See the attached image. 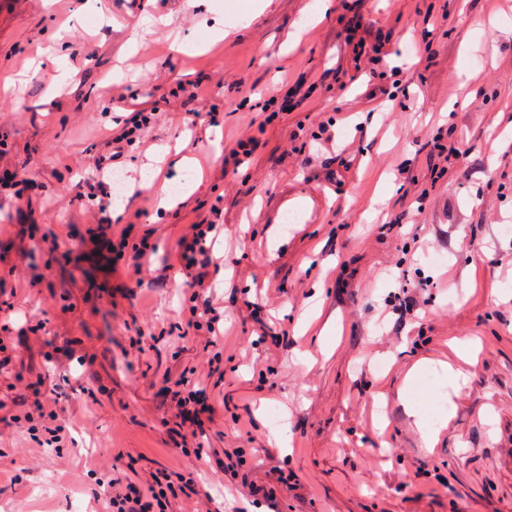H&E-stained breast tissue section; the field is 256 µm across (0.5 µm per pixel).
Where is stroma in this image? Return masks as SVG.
<instances>
[{
  "label": "stroma",
  "instance_id": "35a3bbf8",
  "mask_svg": "<svg viewBox=\"0 0 512 512\" xmlns=\"http://www.w3.org/2000/svg\"><path fill=\"white\" fill-rule=\"evenodd\" d=\"M313 2L0 0V170L33 184L20 199L0 184V303L12 306L0 396L27 411L59 402L70 421L52 447L0 419V512H98L100 478L185 466L161 389L217 351L215 423L199 443L243 464L194 478L223 512H512V291L499 292L512 281V0H327L316 22ZM355 10L360 36H385L395 79L359 73L344 41ZM221 27L220 46L189 53ZM236 79L253 90L247 107ZM180 85L197 88L195 116ZM289 91L294 108L262 112ZM139 110L153 119L112 169L152 165L153 185L111 231L151 233L156 253L136 273L91 241L54 251L92 226L78 184ZM440 130L462 155L433 165L425 145ZM249 133L252 159L225 162ZM165 148L194 164L192 191L168 208ZM212 218L224 226L214 343L181 328L191 291L174 259L189 224ZM397 292L415 315L393 313ZM455 336L476 340L475 362L456 359ZM442 361L467 380L428 443Z\"/></svg>",
  "mask_w": 512,
  "mask_h": 512
}]
</instances>
